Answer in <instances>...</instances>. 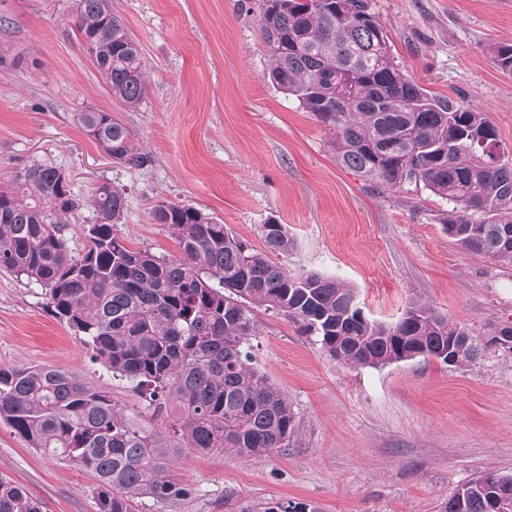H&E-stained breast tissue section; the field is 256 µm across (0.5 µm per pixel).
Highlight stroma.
Masks as SVG:
<instances>
[{"instance_id":"stroma-1","label":"stroma","mask_w":512,"mask_h":512,"mask_svg":"<svg viewBox=\"0 0 512 512\" xmlns=\"http://www.w3.org/2000/svg\"><path fill=\"white\" fill-rule=\"evenodd\" d=\"M75 0H0V182L31 164L70 177L84 205L66 235L81 250L87 206L107 181L128 207L116 234L131 248L178 255L153 221L157 200L193 205L254 248L260 227L284 224L294 271L333 276L356 291L371 322H396L427 303L473 334L512 322V267L465 251L444 224L449 206L427 190L381 192L343 167L333 130L268 79L257 0H112L140 43L147 92L138 110L112 98L71 31ZM392 53L432 94L487 112L512 147V75L494 62L512 44V0H369ZM112 113L149 164L133 170L101 152L79 115ZM255 366L284 393L296 429L287 447L244 459L179 449L176 505L136 500L134 512H235L272 499L320 512H438L482 472L512 476V354L488 350L453 368L434 357L373 368L330 357L281 316L256 310ZM54 366L145 402L113 376L46 306L43 288L0 271V366ZM0 474L42 512H96L91 472L49 458L0 421Z\"/></svg>"}]
</instances>
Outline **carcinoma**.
<instances>
[{
  "label": "carcinoma",
  "instance_id": "cac0c4a2",
  "mask_svg": "<svg viewBox=\"0 0 512 512\" xmlns=\"http://www.w3.org/2000/svg\"><path fill=\"white\" fill-rule=\"evenodd\" d=\"M260 2L268 78L334 128L340 163L377 189L412 185L448 201V234L466 251L512 266V148L488 114L418 85L396 63L368 0ZM77 11L72 32L112 97L138 109L145 65L112 0H78ZM495 62L512 73L511 44L497 48ZM80 121L108 157L135 169L150 162L112 113L82 112ZM87 203L97 222L86 225L75 254L65 232L83 203L69 175L47 164L14 171L0 186V270L44 288L50 311L113 375L135 383L148 406L175 403L182 440L197 452L258 458L288 446L294 433L287 398L246 350L258 308L285 317L347 365L433 356L463 367L493 347L423 305L391 325L370 322L353 289L279 261L294 246L284 224L262 225L258 250L200 209L160 200L152 218L181 249L165 256L116 235L124 191L104 182ZM0 420L29 447L90 471L97 512L189 496L169 475V445L110 393L69 371L0 367ZM0 512H40V504L0 475ZM236 512L319 510L271 499ZM441 512H512V477L486 472L459 484Z\"/></svg>",
  "mask_w": 512,
  "mask_h": 512
}]
</instances>
